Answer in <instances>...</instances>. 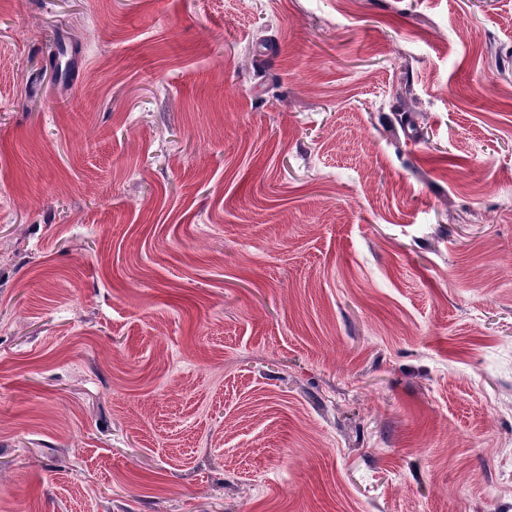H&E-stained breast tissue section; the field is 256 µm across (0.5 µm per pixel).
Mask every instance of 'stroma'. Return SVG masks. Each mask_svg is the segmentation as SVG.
<instances>
[{"label":"stroma","mask_w":512,"mask_h":512,"mask_svg":"<svg viewBox=\"0 0 512 512\" xmlns=\"http://www.w3.org/2000/svg\"><path fill=\"white\" fill-rule=\"evenodd\" d=\"M0 512H512V0H0Z\"/></svg>","instance_id":"35a3bbf8"}]
</instances>
